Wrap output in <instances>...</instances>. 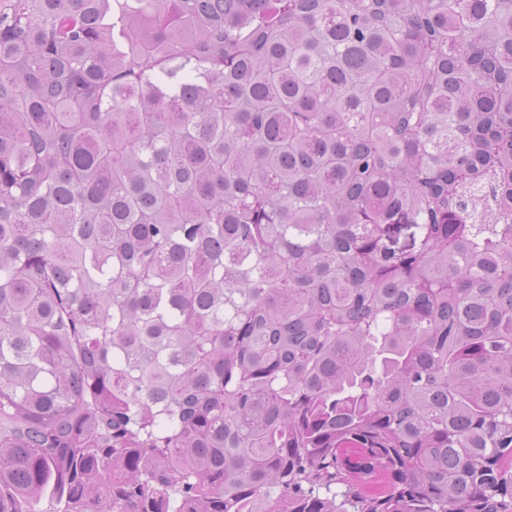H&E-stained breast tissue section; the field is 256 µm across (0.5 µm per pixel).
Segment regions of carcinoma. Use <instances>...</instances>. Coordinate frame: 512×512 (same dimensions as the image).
Returning a JSON list of instances; mask_svg holds the SVG:
<instances>
[{"label":"carcinoma","mask_w":512,"mask_h":512,"mask_svg":"<svg viewBox=\"0 0 512 512\" xmlns=\"http://www.w3.org/2000/svg\"><path fill=\"white\" fill-rule=\"evenodd\" d=\"M0 512H512V0H0Z\"/></svg>","instance_id":"1"}]
</instances>
